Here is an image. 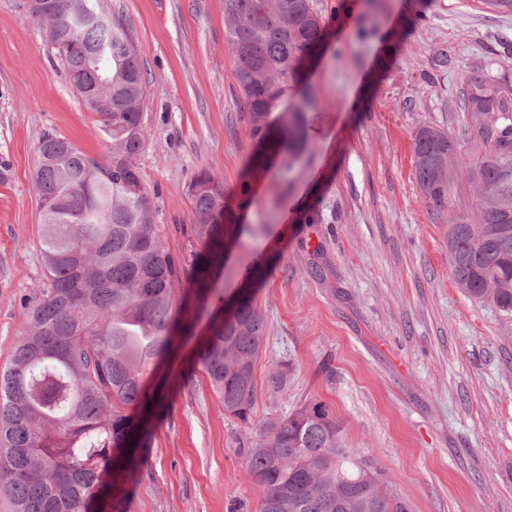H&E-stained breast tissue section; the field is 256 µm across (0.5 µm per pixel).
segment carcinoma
<instances>
[{"instance_id":"obj_1","label":"carcinoma","mask_w":512,"mask_h":512,"mask_svg":"<svg viewBox=\"0 0 512 512\" xmlns=\"http://www.w3.org/2000/svg\"><path fill=\"white\" fill-rule=\"evenodd\" d=\"M225 42L259 146L256 170L278 158L291 169L306 148L311 98L302 65L315 59L325 22L313 0H224ZM47 25L69 82L112 143L103 162L69 140L46 136L34 182L49 286L29 312L8 366L0 369V492L14 512H112L118 483L136 481L135 459L157 401L144 370L170 351L183 264L152 219V193L136 163L143 146L145 78L129 26L100 0H60ZM462 136L424 125L413 139L416 179L431 212H450L456 162L474 184L476 219H448L454 282L465 295L512 314V87L465 74ZM193 232L206 254L194 281L212 287L224 264V184L203 170L191 188ZM238 313L220 317L199 362L224 413L254 420L256 362L265 319L247 290ZM290 373L266 387L285 393ZM260 491L258 512H409L375 461L342 443V425L322 403L258 425L242 442Z\"/></svg>"}]
</instances>
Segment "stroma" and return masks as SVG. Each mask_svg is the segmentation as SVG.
Returning <instances> with one entry per match:
<instances>
[{
  "label": "stroma",
  "instance_id": "stroma-1",
  "mask_svg": "<svg viewBox=\"0 0 512 512\" xmlns=\"http://www.w3.org/2000/svg\"><path fill=\"white\" fill-rule=\"evenodd\" d=\"M131 28L146 77L137 165L154 222L184 264L194 176L224 183L231 218L212 281L246 287L266 320L257 418L329 407L346 447L371 454L411 512H512V315L457 288L448 222L417 184L414 130L460 133L464 75L512 81V13L485 0H314L328 36L305 88L308 145L291 172L257 173L224 0H101ZM107 160L111 144L71 88L26 0H0V366L47 285L33 181L45 135ZM176 318L208 335L216 299L182 280ZM293 368L285 394L267 373ZM161 390L117 512H255L259 493L201 364L148 367Z\"/></svg>",
  "mask_w": 512,
  "mask_h": 512
}]
</instances>
